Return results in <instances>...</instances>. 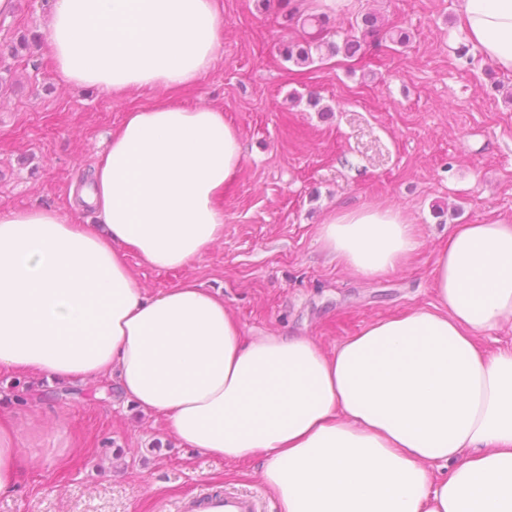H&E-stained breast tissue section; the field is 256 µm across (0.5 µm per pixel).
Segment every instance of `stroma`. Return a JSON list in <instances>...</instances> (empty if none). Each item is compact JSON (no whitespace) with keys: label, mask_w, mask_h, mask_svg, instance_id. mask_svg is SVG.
<instances>
[{"label":"stroma","mask_w":512,"mask_h":512,"mask_svg":"<svg viewBox=\"0 0 512 512\" xmlns=\"http://www.w3.org/2000/svg\"><path fill=\"white\" fill-rule=\"evenodd\" d=\"M223 51L197 82L112 97L58 81L44 45L9 60L0 89V207H66L126 112L160 100L223 110L242 134L224 237L175 271L129 264L156 294L184 279L224 294L245 338L312 337L333 352L367 322L435 303L432 251L458 224H512V74L466 40L460 0H344L331 40L373 13L384 35L352 59L283 58L297 33L261 0H218ZM44 0H16L0 43L41 36ZM405 31V45L389 36ZM320 99L319 107L307 103ZM400 209L423 242L401 269L364 279L332 261L317 227L332 209ZM0 418L25 464L0 512H174L202 485L282 512L260 459L214 461L102 380L71 386L0 372Z\"/></svg>","instance_id":"35a3bbf8"}]
</instances>
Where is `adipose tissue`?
Wrapping results in <instances>:
<instances>
[{
  "label": "adipose tissue",
  "instance_id": "adipose-tissue-1",
  "mask_svg": "<svg viewBox=\"0 0 512 512\" xmlns=\"http://www.w3.org/2000/svg\"><path fill=\"white\" fill-rule=\"evenodd\" d=\"M460 11L472 45L512 73V0ZM223 31L217 0H49L43 35L64 84L119 95L197 81ZM242 155L223 111L164 101L126 113L70 208L1 207L0 371L114 378L182 447L262 454L283 512H512V349L476 346L512 321V224L456 225L434 254L435 304L333 353L309 336L247 340L221 292L183 280L148 295L128 263L178 270L222 240ZM317 236L364 277L423 245L401 210L372 203L330 211Z\"/></svg>",
  "mask_w": 512,
  "mask_h": 512
}]
</instances>
